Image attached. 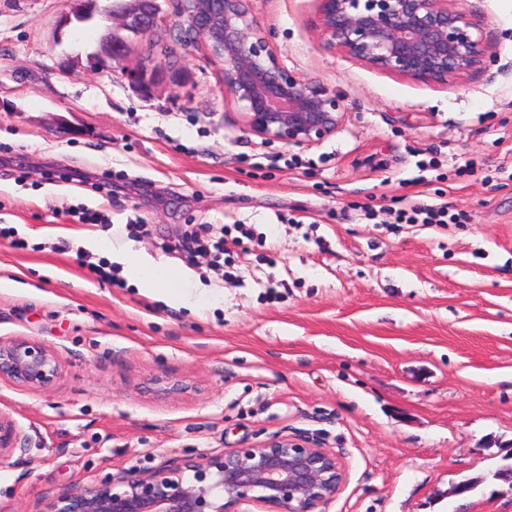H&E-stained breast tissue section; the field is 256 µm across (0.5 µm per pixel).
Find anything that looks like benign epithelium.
I'll return each instance as SVG.
<instances>
[{"instance_id":"1","label":"benign epithelium","mask_w":512,"mask_h":512,"mask_svg":"<svg viewBox=\"0 0 512 512\" xmlns=\"http://www.w3.org/2000/svg\"><path fill=\"white\" fill-rule=\"evenodd\" d=\"M179 29L199 37L220 65L224 93L241 106L245 129L266 142L311 146L336 134L345 115L339 95L287 71L245 0H176ZM325 45L370 67L426 85L448 86L495 56L467 14L448 0H317ZM122 26L143 35L162 24L157 0H121ZM169 68L168 58L127 72L142 93ZM61 373L56 352L17 336L0 340V378L29 391L51 389ZM28 443L0 412V463ZM336 455L306 439L277 436L200 463L184 459L149 471L108 474L41 498L39 512H318L341 488Z\"/></svg>"}]
</instances>
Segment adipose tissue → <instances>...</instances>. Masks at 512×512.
<instances>
[{"label": "adipose tissue", "instance_id": "1", "mask_svg": "<svg viewBox=\"0 0 512 512\" xmlns=\"http://www.w3.org/2000/svg\"><path fill=\"white\" fill-rule=\"evenodd\" d=\"M91 245L95 249L110 253L113 261L127 264L140 286L161 296L167 304L195 308L206 305L205 296L190 292L188 272L171 271L149 264L128 249L115 248L111 238L102 234L93 238Z\"/></svg>", "mask_w": 512, "mask_h": 512}]
</instances>
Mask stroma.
Returning <instances> with one entry per match:
<instances>
[{"instance_id": "1", "label": "stroma", "mask_w": 512, "mask_h": 512, "mask_svg": "<svg viewBox=\"0 0 512 512\" xmlns=\"http://www.w3.org/2000/svg\"><path fill=\"white\" fill-rule=\"evenodd\" d=\"M106 5L78 23L80 0H0V279L15 283L0 338L62 366L47 391L0 379L30 441L0 464V512L276 436L336 453L324 512H512L497 475L512 464V0H448L497 52L455 87L326 48L316 0H247L282 66L343 99L342 127L313 146L247 133L203 41L177 45L171 21L133 35ZM110 38L122 67L96 62ZM170 46L142 94L126 70ZM105 181L119 192H96ZM442 201L460 216L445 229L364 218ZM202 224L263 240L226 271L166 251ZM106 230L191 270L212 304L97 281L87 243Z\"/></svg>"}]
</instances>
